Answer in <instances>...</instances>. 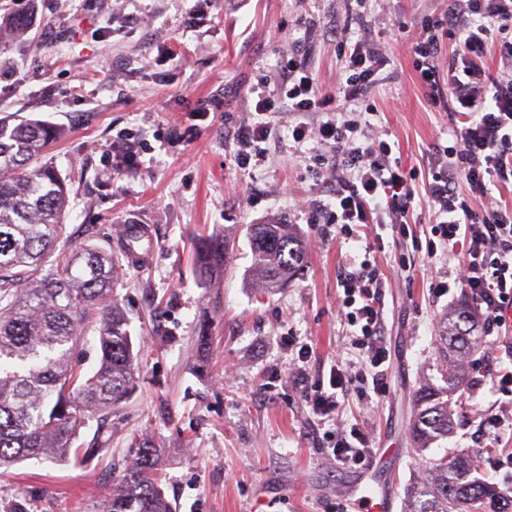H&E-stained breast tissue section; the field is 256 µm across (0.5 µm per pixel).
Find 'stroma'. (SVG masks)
Segmentation results:
<instances>
[{
    "instance_id": "35a3bbf8",
    "label": "stroma",
    "mask_w": 512,
    "mask_h": 512,
    "mask_svg": "<svg viewBox=\"0 0 512 512\" xmlns=\"http://www.w3.org/2000/svg\"><path fill=\"white\" fill-rule=\"evenodd\" d=\"M17 0H0V118L23 116L56 127L44 155L66 180L69 209L59 250L89 244L117 264L114 297L143 342L137 388L118 407L96 414L81 442L105 438L102 450L75 466L26 459L0 469V512H104V494L129 466L132 439L149 438L162 453L161 488L173 512H351L349 496L365 468L333 462L328 426L317 427L288 375L285 335L310 339L312 370L330 366L347 332L336 306L339 274L362 260L364 243L313 223L295 200L330 203L309 168L310 143L282 133L260 166L234 161L232 131L246 122L249 90L275 76L289 44L309 48L319 82L333 88L335 23L384 43L390 63L364 104L374 129L388 134L417 189L428 182L426 157L450 137L451 113L428 104L410 46L423 16L443 0H41L25 36H13ZM224 98L217 112L199 102ZM139 144L130 173L117 151ZM293 225L314 242L303 268L273 294L251 276L250 225ZM126 224L150 226L156 247L147 264L129 267L120 249ZM220 235L233 245L225 276L202 286L193 255L198 241ZM388 278L384 297L386 394L353 390L342 419L370 431L376 448L395 459L385 470L393 512H413L412 489L429 460L460 452L477 460V475L512 492V393L490 372L512 366V329L481 338L466 358V395L448 396L453 427L446 438L413 448L417 393L442 383L436 341L445 313L465 302L459 288L439 287L445 253H415L401 271L392 250L378 254ZM208 327L207 352L197 349ZM502 417L501 426L490 423Z\"/></svg>"
}]
</instances>
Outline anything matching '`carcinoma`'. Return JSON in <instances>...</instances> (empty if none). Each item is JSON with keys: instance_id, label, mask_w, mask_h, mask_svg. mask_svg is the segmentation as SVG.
<instances>
[{"instance_id": "cac0c4a2", "label": "carcinoma", "mask_w": 512, "mask_h": 512, "mask_svg": "<svg viewBox=\"0 0 512 512\" xmlns=\"http://www.w3.org/2000/svg\"><path fill=\"white\" fill-rule=\"evenodd\" d=\"M58 131L39 121L0 120V468L19 459L81 453L76 446L90 415L106 411L136 384V360L128 320L112 300V256L76 246L53 258L64 234L68 206L65 179L51 165H35ZM252 276L271 292L303 265L290 224H254L250 230ZM224 238L201 242L194 268L210 283L224 265ZM98 325L100 358L84 379L72 367L81 336ZM443 359L461 357L476 341L472 311L461 306L443 318ZM467 382L464 367L446 370L447 389ZM451 417L441 392L422 390L411 434L420 448L448 436ZM131 464L112 490L106 512H171L160 487L159 450L147 439L132 441ZM463 454L429 462L415 512H512V500L472 477Z\"/></svg>"}]
</instances>
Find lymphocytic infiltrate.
Instances as JSON below:
<instances>
[{"mask_svg":"<svg viewBox=\"0 0 512 512\" xmlns=\"http://www.w3.org/2000/svg\"><path fill=\"white\" fill-rule=\"evenodd\" d=\"M421 28L411 52L425 97L461 122L451 143L433 145L427 157L431 241L421 243L410 226L414 177L405 174L387 140L369 135L361 110L354 107L380 81L389 58L379 44L352 38L347 28L332 33L341 57L335 89L319 85L301 49L289 55L276 82L258 79L251 89L253 116L233 137L234 159L242 167L265 163L280 141V114L292 115L293 140H317L310 157L313 173L336 177L333 200L321 211L338 233L356 240L367 235L380 245L384 231H391L397 266L404 271L411 268L414 252H447L458 261L455 287L480 312L481 334L492 336L506 326L505 311L512 307V206L498 203L494 195L498 184L512 180V0H448L447 9L423 17ZM443 34L456 45L444 71L439 68ZM493 45L500 53L499 73L484 63ZM313 113L320 116L314 127L308 122ZM339 282L338 315L351 329L348 345L375 369L370 381L376 393H383L385 281L366 258L344 267ZM286 344L291 377L317 423L335 416L352 387L368 381L341 354L328 372H311V343L290 336ZM334 439L331 456L342 466L364 465L374 452L370 434L355 425L338 427Z\"/></svg>","mask_w":512,"mask_h":512,"instance_id":"f902f5d3","label":"lymphocytic infiltrate"}]
</instances>
